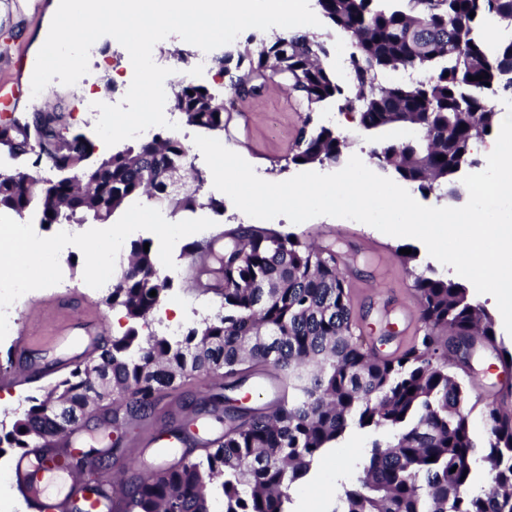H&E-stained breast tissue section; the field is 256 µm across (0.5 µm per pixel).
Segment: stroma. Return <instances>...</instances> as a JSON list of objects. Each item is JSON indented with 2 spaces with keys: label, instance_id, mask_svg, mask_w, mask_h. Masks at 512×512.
<instances>
[{
  "label": "stroma",
  "instance_id": "1",
  "mask_svg": "<svg viewBox=\"0 0 512 512\" xmlns=\"http://www.w3.org/2000/svg\"><path fill=\"white\" fill-rule=\"evenodd\" d=\"M57 2L0 0V81L16 82L22 88L16 111L18 118L25 119L37 111L60 105L70 132L91 138L94 156L111 154V147L96 136L95 119L81 115L79 107L89 95L111 102L130 85L133 66L121 56L116 39L104 36L95 42L87 83L66 86L55 80L47 85L46 97L32 95L29 73L40 50L38 39L48 32ZM313 121L331 127L345 139L344 154L348 157H366L375 141L374 135L361 128L353 114L338 111L332 104L314 113ZM300 125L301 108L296 100L285 87L272 85L259 99L241 103L228 134L220 135L219 140L250 163L260 178L287 180L299 172L298 166L287 163L286 158ZM197 133V128L183 124L175 130L174 136L188 149V165L204 177L201 197L216 199V206L205 203L189 211L174 212L140 197L128 202L108 221L90 220L77 225L76 238L63 244L56 239V225L42 224L38 209L25 213L31 247L40 252H54L57 257L54 268L63 281L62 286L56 287L46 284L44 276L32 275L33 287L28 298L20 303L24 315L29 316L33 324L32 343L47 359L64 354L65 349L58 343L54 329L72 315L103 318L107 328L103 341L107 344L127 329V319H114L112 307L105 303V293L89 286L101 255V243L113 236L118 237L126 253L133 243L150 241L158 265L167 268L169 288L154 312L155 318L189 329L215 312L218 299L213 294L203 293L196 285L190 270L188 247L218 231L249 223L250 218L214 188L211 171L194 143ZM268 225L314 243L335 242L340 256L339 268L352 297L359 327L375 335L381 324L388 322L393 326L394 337L376 347L383 356L400 355L421 333L419 306L412 277L400 255L401 249L416 251L418 267L432 266L439 275L448 278L455 275L453 267L434 260L419 240L393 237L354 220L329 221L315 217L295 224L280 216L269 220ZM495 356L493 348H477L462 376L475 402L471 421L479 437L484 434L481 405L491 400L505 381L500 369L493 366ZM63 376V371L59 370L25 385L0 381V419L22 411L26 396L40 394ZM195 392V380H187L165 394L147 419L124 429L125 458L138 459L137 443L144 435L154 436L185 425L189 412L184 403ZM374 438L372 432L354 430L336 447L327 449L316 459L309 476L295 486L294 505L307 503L311 506L310 512H326L342 486L356 483Z\"/></svg>",
  "mask_w": 512,
  "mask_h": 512
}]
</instances>
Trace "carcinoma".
<instances>
[{"label":"carcinoma","instance_id":"obj_1","mask_svg":"<svg viewBox=\"0 0 512 512\" xmlns=\"http://www.w3.org/2000/svg\"><path fill=\"white\" fill-rule=\"evenodd\" d=\"M315 2L350 44L348 81L323 65L327 49L314 35L251 33L246 43L253 49L213 58L229 90L240 85L258 94L273 76L288 85L305 105L288 157L294 165L340 161L345 140L312 119L329 102L357 113L366 131L410 127L411 138L374 144L376 165L420 191L458 197L456 174L476 164L474 144L499 124L493 99L512 95V36L491 48L482 35L490 23L512 30V0ZM484 72L486 80H469ZM200 89L178 84L174 108L191 126L226 131L224 112L234 98ZM60 120L57 112L40 111L30 121L5 123L0 150L33 153L37 165L80 170L87 179L73 184L62 177L36 194L29 173L0 172V209L22 215L36 206L44 223L83 224L106 221L143 195L174 212L199 204L204 179L195 173L183 180L188 148L177 138L158 134L89 165L93 144L80 133L65 134ZM215 261L224 271L218 311L176 338L143 336L138 324L160 304L168 278L144 242L133 244L108 297L130 326L101 348L96 364L77 366L44 394L27 397L11 424L1 420L0 445L35 448L105 398L112 399V427L119 429L147 418L163 392L202 379L195 405L217 411L228 427L203 456L185 454L145 477L121 475L126 512H211L215 487L223 512H287L292 487L354 428L382 430L386 439L373 442L358 484L336 498L331 512H512V409L486 402L485 440L478 443L469 393L448 373V346L438 344L442 335L489 344L506 360L491 315L469 299L465 285L429 266L412 270L422 335L387 359L376 356L357 327L333 248L239 224L224 231ZM247 364L276 370L286 400L251 408L226 395L247 383ZM61 459L77 472L92 461L106 466L68 451ZM478 460L489 466L486 491L472 489Z\"/></svg>","mask_w":512,"mask_h":512}]
</instances>
